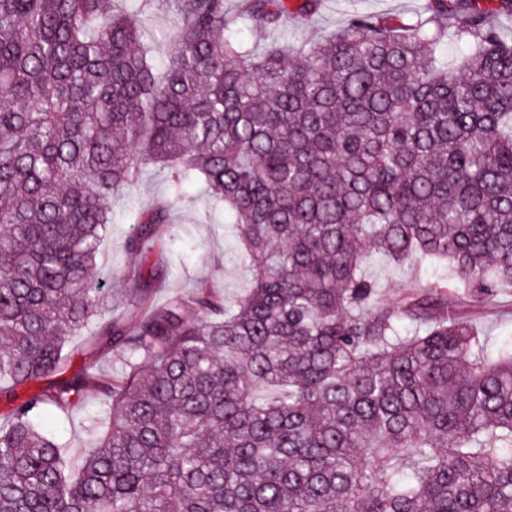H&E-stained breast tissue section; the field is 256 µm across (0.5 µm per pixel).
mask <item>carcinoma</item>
I'll return each instance as SVG.
<instances>
[{"label":"carcinoma","instance_id":"cac0c4a2","mask_svg":"<svg viewBox=\"0 0 512 512\" xmlns=\"http://www.w3.org/2000/svg\"><path fill=\"white\" fill-rule=\"evenodd\" d=\"M160 4L162 78L122 0H0V512H512V339L484 353L453 295H512V0L357 13L295 66L239 20L320 0ZM149 165L171 204L112 272L128 305L165 277L155 228L188 184L224 204L249 288L111 320L69 376L70 340L112 306L113 208ZM373 254H418L437 282L378 299ZM90 392L75 467L51 427Z\"/></svg>","mask_w":512,"mask_h":512}]
</instances>
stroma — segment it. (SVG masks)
<instances>
[{
	"mask_svg": "<svg viewBox=\"0 0 512 512\" xmlns=\"http://www.w3.org/2000/svg\"><path fill=\"white\" fill-rule=\"evenodd\" d=\"M425 0H324L320 11L303 22L262 29L252 23L241 24L240 32L248 45L265 48L271 45L296 51L305 43L330 37L341 29L355 11L380 14L396 18H409L421 14ZM129 11L138 13L141 20V45L155 70H163L168 55L162 38L171 25L170 16L161 10L146 8L142 0H127ZM168 199L163 173L155 167L145 168L136 186L112 216V228L105 238L97 263L100 268H126L130 257L126 241L131 235L135 214L165 204ZM158 240L169 250L174 265L169 268L160 288L154 289L149 303L164 304L169 297L187 292L197 282L210 284L224 297L242 294L248 278L240 264L236 230L224 221V208L209 197L200 185L186 186L185 192L172 211L171 223L161 225ZM367 273L376 284L379 294L386 295L407 286H426L433 272L418 258L403 263L371 259ZM97 415L96 397H88L85 406L57 414L55 433L65 447L69 459H79L92 447L87 432Z\"/></svg>",
	"mask_w": 512,
	"mask_h": 512,
	"instance_id": "obj_1",
	"label": "stroma"
}]
</instances>
